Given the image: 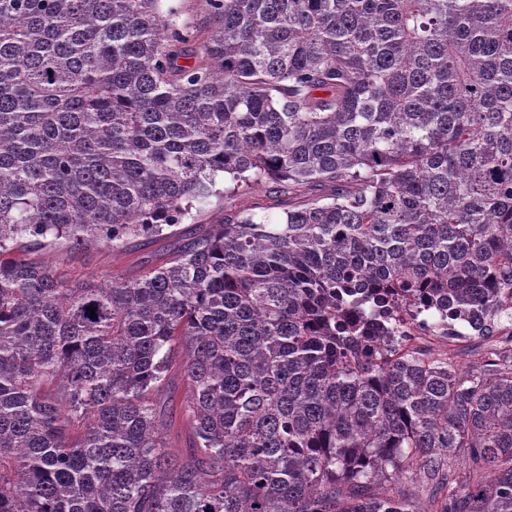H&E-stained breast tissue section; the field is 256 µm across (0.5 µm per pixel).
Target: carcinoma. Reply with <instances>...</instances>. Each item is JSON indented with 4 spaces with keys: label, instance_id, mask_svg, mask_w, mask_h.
<instances>
[{
    "label": "carcinoma",
    "instance_id": "obj_1",
    "mask_svg": "<svg viewBox=\"0 0 512 512\" xmlns=\"http://www.w3.org/2000/svg\"><path fill=\"white\" fill-rule=\"evenodd\" d=\"M160 2L0 0V512H512V0ZM262 183L330 193L36 257ZM173 1V2H172ZM203 0H163L166 6L171 3H178L182 7V15L180 21L194 22L202 26H208L209 17L205 13ZM303 200L299 194L278 193L271 191V184L255 186L248 190H239L235 194H224L222 201L213 200L212 204L193 220L181 224L179 234L166 239H142L130 244L126 251H113L107 247H99L94 251L69 249L67 252L54 253L43 251L40 259L57 263L60 272L67 277L95 275L106 280L112 274L134 276L145 266L163 261L175 251L181 235L194 233L201 228L200 224H222L224 216L257 205L261 208L255 212L264 214L271 222H276L284 211L300 204ZM410 316H406L400 324V331L406 336H412L413 339L432 338L433 332L431 331L432 319L426 314H415L411 312Z\"/></svg>",
    "mask_w": 512,
    "mask_h": 512
}]
</instances>
